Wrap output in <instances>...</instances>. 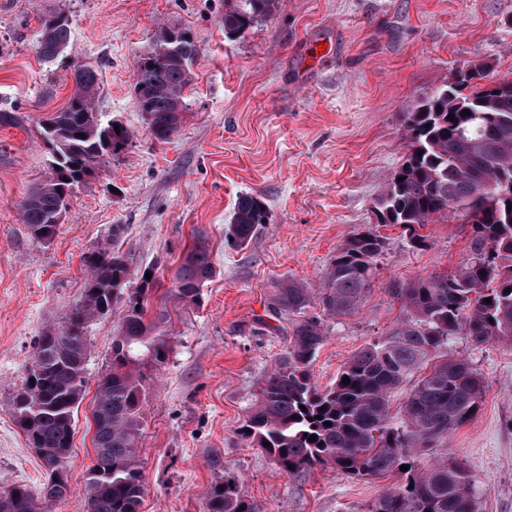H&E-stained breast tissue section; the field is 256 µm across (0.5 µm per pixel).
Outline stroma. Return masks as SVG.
<instances>
[{"label": "stroma", "instance_id": "obj_1", "mask_svg": "<svg viewBox=\"0 0 512 512\" xmlns=\"http://www.w3.org/2000/svg\"><path fill=\"white\" fill-rule=\"evenodd\" d=\"M226 0H0V105L22 121L0 127V488L39 490L43 466L11 416L32 360V340L63 321L86 278L83 257L112 225L139 270L169 287L204 239L215 276L197 306L167 302L172 351L148 370L138 446L140 512H205L212 483L234 477L254 512H366L391 478L313 468L291 478L239 435L275 360L284 330L269 308L285 280L318 285L345 239L377 222L375 201L408 150L404 120L419 99L466 62L512 79V0H281L244 37L224 34ZM65 10L72 46L51 62L36 52L39 19ZM189 30L192 63L185 122L166 143L151 139L134 93L136 53L158 25ZM328 45V57L313 49ZM99 67L96 109L134 138L77 190L50 246L19 218L25 194L47 175L40 118L64 107L72 66ZM269 210L249 244L228 247L239 195ZM384 247L360 309L326 321L311 370L331 387L342 365L400 316L393 284L452 272L466 258L469 228L454 217L423 230L425 247L385 227ZM116 315L87 331L86 391L67 462L81 487L94 456L91 410L110 363ZM485 382L474 417L448 435L464 460L482 512H512V343L448 342Z\"/></svg>", "mask_w": 512, "mask_h": 512}]
</instances>
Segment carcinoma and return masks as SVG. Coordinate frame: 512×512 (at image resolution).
Wrapping results in <instances>:
<instances>
[{"instance_id":"1","label":"carcinoma","mask_w":512,"mask_h":512,"mask_svg":"<svg viewBox=\"0 0 512 512\" xmlns=\"http://www.w3.org/2000/svg\"><path fill=\"white\" fill-rule=\"evenodd\" d=\"M280 0H237L224 12V33L235 37L271 16ZM72 23L61 12L40 19L37 50L46 61L71 44ZM200 49L183 29L157 27L149 47L136 56L135 91L149 132L166 143L179 130L193 81L191 64ZM74 90L61 110L38 122L47 149L48 176L33 186L20 212L32 239L53 240L69 197L94 176L107 157L132 141L115 131L95 108L98 72L89 62L73 66ZM475 61L455 78L421 98L404 121L408 152L376 199L378 223L403 228L412 247L426 243L418 230L452 210L470 228L468 256L450 274H432L394 285L403 316L387 334L365 346L340 369L336 382L321 388L310 365L325 342L324 318L357 311L369 290L383 237L373 228L351 235L331 258L315 290L286 280L279 284L273 312L287 322L288 347L276 360L247 412L240 436L262 449L287 476L314 467L353 476L389 473L400 481L386 489L368 512H480L464 462L448 456V432L470 420L483 397L481 376L462 360L448 358V341L460 332L481 346L512 342V90ZM470 114L462 116V107ZM458 119L453 123L448 116ZM86 138H79V134ZM268 210L255 194L237 199L225 234L246 245ZM120 224L106 244L85 254L88 276L64 320L35 337L26 376L13 398V421L53 468V499L25 486L0 489V512H50L72 495L66 461L74 413L83 395L89 354L86 331L95 319L120 311L112 338V362L100 378L92 416L94 459L82 485V512H139L143 466L137 454L147 378L142 364L164 367L169 360L166 309L147 311L158 281L145 278L120 252ZM214 275L209 249L201 240L185 254L163 296L196 305ZM322 315L306 316L312 298ZM491 302L486 303L484 299ZM400 413L391 395L420 369ZM350 383H343V378ZM331 425H325V422ZM317 441H308V436ZM410 469L403 472L400 466ZM206 512H253L239 481H220L206 493Z\"/></svg>"}]
</instances>
